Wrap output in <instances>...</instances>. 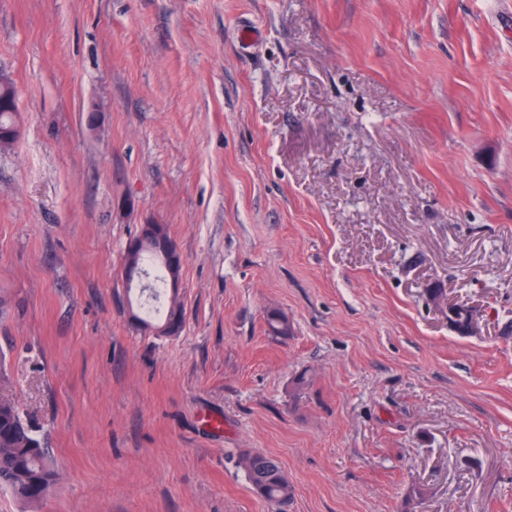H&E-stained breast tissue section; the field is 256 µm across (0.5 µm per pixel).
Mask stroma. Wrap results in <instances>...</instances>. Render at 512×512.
I'll list each match as a JSON object with an SVG mask.
<instances>
[{
  "instance_id": "obj_1",
  "label": "stroma",
  "mask_w": 512,
  "mask_h": 512,
  "mask_svg": "<svg viewBox=\"0 0 512 512\" xmlns=\"http://www.w3.org/2000/svg\"><path fill=\"white\" fill-rule=\"evenodd\" d=\"M0 73V398L60 473L40 512H276L247 452L277 512H512V0H0ZM145 224L174 336L132 319ZM6 90L1 91L0 85V129H6L17 126L16 118L18 115V103L14 89L10 84L6 85ZM138 238H148L154 242L158 252L166 259L174 262V258H179V264L182 266L183 259L178 252L174 242L166 235L164 226L161 224H145L142 225L140 234L130 241L129 245ZM128 245V246H129ZM133 253H139L140 259L138 260V263L133 260H128V255ZM145 265H157L160 268L161 274H160V283L168 286L170 283L169 275L165 267L158 261L153 260V257L151 256L149 252V245H140L139 248L132 252V253H126L125 256V267H126V275L130 274V271L132 269H136V271H142V267ZM241 465L256 494L275 506L288 502L292 496V485L276 458L247 453L242 457Z\"/></svg>"
}]
</instances>
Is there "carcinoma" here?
I'll return each instance as SVG.
<instances>
[{
	"mask_svg": "<svg viewBox=\"0 0 512 512\" xmlns=\"http://www.w3.org/2000/svg\"><path fill=\"white\" fill-rule=\"evenodd\" d=\"M18 103L14 89L7 86L0 92V129L16 126ZM138 261L125 260L126 271L142 270L145 265L160 267V283L168 285L169 275L160 262L153 260L149 246L140 245ZM183 313L177 300H172L165 322L160 326L164 335L183 327ZM266 323L275 336H287L288 318L279 313L267 314ZM241 465L256 494L267 502L282 506L292 496V485L279 461L269 455L245 454ZM59 475L53 468L49 452L32 426L26 423L9 399L0 398V490L9 491L25 507V512H38L40 505L51 494Z\"/></svg>",
	"mask_w": 512,
	"mask_h": 512,
	"instance_id": "obj_1",
	"label": "carcinoma"
}]
</instances>
